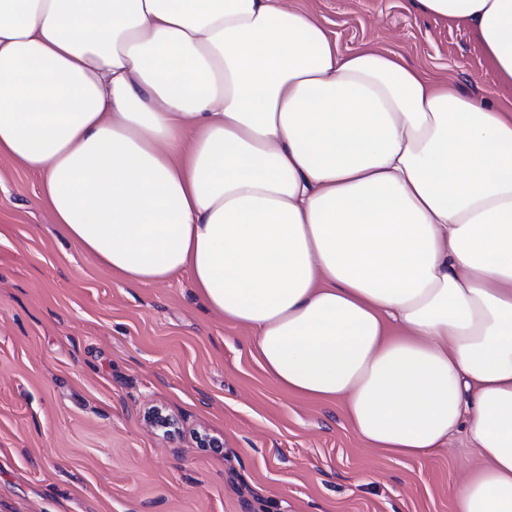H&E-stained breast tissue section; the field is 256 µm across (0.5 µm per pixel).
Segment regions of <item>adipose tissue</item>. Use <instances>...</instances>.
<instances>
[{"instance_id":"1","label":"adipose tissue","mask_w":512,"mask_h":512,"mask_svg":"<svg viewBox=\"0 0 512 512\" xmlns=\"http://www.w3.org/2000/svg\"><path fill=\"white\" fill-rule=\"evenodd\" d=\"M512 85V0H410ZM0 158L129 282L189 273L280 388L512 512V109L297 0H0Z\"/></svg>"}]
</instances>
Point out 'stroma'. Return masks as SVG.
Returning <instances> with one entry per match:
<instances>
[{
    "label": "stroma",
    "instance_id": "obj_1",
    "mask_svg": "<svg viewBox=\"0 0 512 512\" xmlns=\"http://www.w3.org/2000/svg\"><path fill=\"white\" fill-rule=\"evenodd\" d=\"M305 2L342 47L381 45L512 107L467 27L409 0ZM40 190L0 159V512H451L479 462L466 432L427 459L366 447L338 410L269 379L251 332L189 274L112 275L60 236ZM151 407L179 434H156Z\"/></svg>",
    "mask_w": 512,
    "mask_h": 512
}]
</instances>
